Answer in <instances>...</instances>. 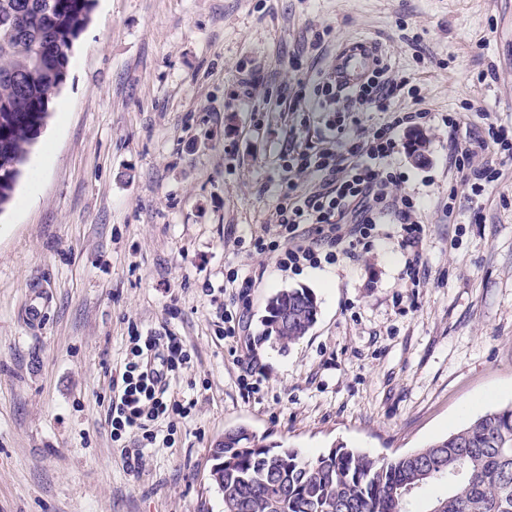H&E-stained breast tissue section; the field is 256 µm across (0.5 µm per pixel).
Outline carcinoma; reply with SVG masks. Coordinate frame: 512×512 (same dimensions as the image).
Masks as SVG:
<instances>
[{
  "instance_id": "carcinoma-1",
  "label": "carcinoma",
  "mask_w": 512,
  "mask_h": 512,
  "mask_svg": "<svg viewBox=\"0 0 512 512\" xmlns=\"http://www.w3.org/2000/svg\"><path fill=\"white\" fill-rule=\"evenodd\" d=\"M92 0H0V208L13 196L32 146L62 85L68 49L89 21ZM306 288L277 292L265 330L282 345L302 339L316 321ZM211 476L224 512H413L429 500L441 512H512V408L489 412L412 453L372 458L337 446L311 458L264 444L239 428L214 449ZM461 468L455 485L441 476Z\"/></svg>"
}]
</instances>
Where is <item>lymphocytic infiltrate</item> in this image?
Listing matches in <instances>:
<instances>
[{"label":"lymphocytic infiltrate","mask_w":512,"mask_h":512,"mask_svg":"<svg viewBox=\"0 0 512 512\" xmlns=\"http://www.w3.org/2000/svg\"><path fill=\"white\" fill-rule=\"evenodd\" d=\"M400 87L386 70L373 71L350 96L366 111L383 113L385 120L371 129L360 125L350 130L344 113L334 108L342 90L330 74L300 83L295 99L319 117L320 143L300 145L291 140L281 148L274 230L252 239L254 252L273 257L282 270L333 264L366 245L387 217L400 226L401 248L422 244L425 226L416 218V204L400 193L401 176L385 161L396 152L399 129L421 127L433 115L426 109L396 110L393 98ZM486 151L499 155L501 163L512 162V130L486 122L481 131L470 133L463 150L451 154L450 164L464 170L471 157ZM301 173L313 175L310 190H299L294 177ZM253 285L251 276L234 270L226 274L221 290L205 288L207 296L224 297L222 339L237 343L244 336L247 326L234 306ZM191 362L182 338L169 329L134 330L128 336L125 358L111 381L106 420L113 441H134L125 454L129 470H139L142 449L171 447L170 432L177 420L195 408V399L173 389Z\"/></svg>","instance_id":"f902f5d3"}]
</instances>
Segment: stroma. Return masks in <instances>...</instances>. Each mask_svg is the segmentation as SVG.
I'll return each instance as SVG.
<instances>
[{
  "label": "stroma",
  "instance_id": "stroma-1",
  "mask_svg": "<svg viewBox=\"0 0 512 512\" xmlns=\"http://www.w3.org/2000/svg\"><path fill=\"white\" fill-rule=\"evenodd\" d=\"M356 41L409 77L398 111L434 114L422 159L403 133L389 161L426 226L416 286L389 220L357 258L298 273L250 247L274 221L281 145L319 138L299 81ZM68 57L0 210V512H224L211 470L228 430L306 457L381 458L512 407V164L470 199L449 165L464 136L441 121L478 129L476 103L512 126V0H111ZM233 269L259 277L251 348L236 353L201 292ZM34 284L50 293L36 329L23 320ZM300 287L316 322L284 346L266 305ZM134 325L182 337L192 364L176 389L197 401L136 473L105 421ZM252 360L263 382L247 396L236 378Z\"/></svg>",
  "mask_w": 512,
  "mask_h": 512
}]
</instances>
